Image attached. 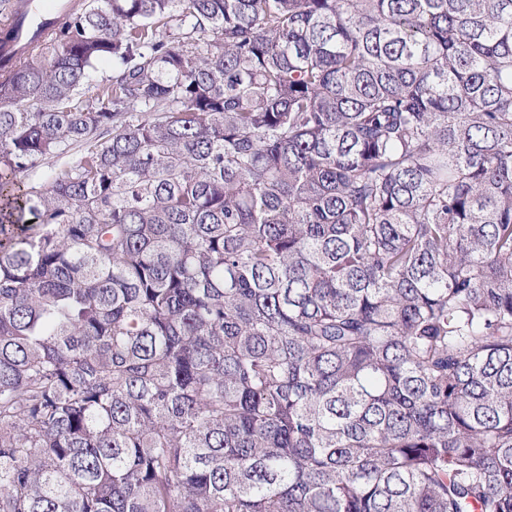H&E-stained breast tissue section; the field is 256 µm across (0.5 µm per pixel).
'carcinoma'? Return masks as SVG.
Returning a JSON list of instances; mask_svg holds the SVG:
<instances>
[{
  "label": "carcinoma",
  "mask_w": 512,
  "mask_h": 512,
  "mask_svg": "<svg viewBox=\"0 0 512 512\" xmlns=\"http://www.w3.org/2000/svg\"><path fill=\"white\" fill-rule=\"evenodd\" d=\"M18 28L0 512H512V0Z\"/></svg>",
  "instance_id": "cac0c4a2"
}]
</instances>
